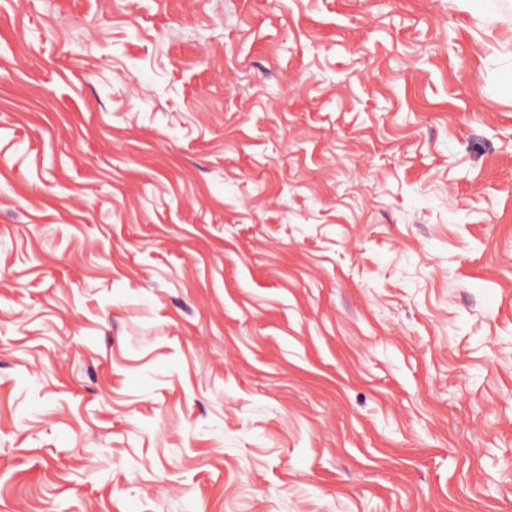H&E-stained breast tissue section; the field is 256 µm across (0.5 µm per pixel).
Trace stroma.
I'll return each instance as SVG.
<instances>
[{"instance_id":"obj_1","label":"stroma","mask_w":512,"mask_h":512,"mask_svg":"<svg viewBox=\"0 0 512 512\" xmlns=\"http://www.w3.org/2000/svg\"><path fill=\"white\" fill-rule=\"evenodd\" d=\"M511 83L512 0H0V512H512Z\"/></svg>"}]
</instances>
